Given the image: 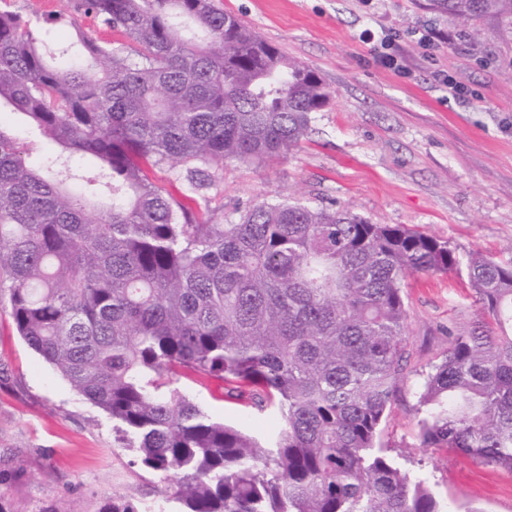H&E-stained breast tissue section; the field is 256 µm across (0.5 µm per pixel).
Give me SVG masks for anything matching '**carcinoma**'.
<instances>
[{
  "label": "carcinoma",
  "instance_id": "cac0c4a2",
  "mask_svg": "<svg viewBox=\"0 0 512 512\" xmlns=\"http://www.w3.org/2000/svg\"><path fill=\"white\" fill-rule=\"evenodd\" d=\"M478 40L512 0H431ZM119 38L0 9V304L18 334L112 419L173 512H443L387 455L408 359L407 278L448 244L347 208L264 201L224 224L204 206L224 162L284 158L332 91L219 0H75ZM165 167L167 184L149 171ZM485 320L453 335L419 393L423 443L512 469V259L466 260ZM275 410L261 439L212 418L181 380ZM1 113V112H0ZM2 126L13 131L21 145L24 146L33 156L39 155L45 148V142L39 136L26 130L20 115L14 114L9 110H2L0 114Z\"/></svg>",
  "mask_w": 512,
  "mask_h": 512
}]
</instances>
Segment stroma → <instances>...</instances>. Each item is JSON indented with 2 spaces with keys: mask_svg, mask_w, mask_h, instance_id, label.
I'll return each mask as SVG.
<instances>
[{
  "mask_svg": "<svg viewBox=\"0 0 512 512\" xmlns=\"http://www.w3.org/2000/svg\"><path fill=\"white\" fill-rule=\"evenodd\" d=\"M291 59L315 70L333 97L316 113L301 145L257 165L229 161L209 208L224 223L251 205L297 194L313 206L347 207L377 224H400L447 242L459 259L483 252L512 258V32L488 18L494 38L462 36L429 0H222ZM61 15L53 43L73 44L75 30L103 39L89 16L65 0H41ZM452 34L435 57L418 45L428 31ZM397 34L409 76L376 63L365 32ZM467 86L469 104L435 83L437 69ZM408 368L388 410L382 444L410 470L428 476L453 512H512V469L442 448H425L417 390L446 354L451 334L481 312L466 268L422 275L406 290ZM188 393L214 419L250 433L276 420L202 384ZM163 485L119 446L112 421L18 336L0 308V512H100L114 500L136 512H164Z\"/></svg>",
  "mask_w": 512,
  "mask_h": 512,
  "instance_id": "1",
  "label": "stroma"
}]
</instances>
